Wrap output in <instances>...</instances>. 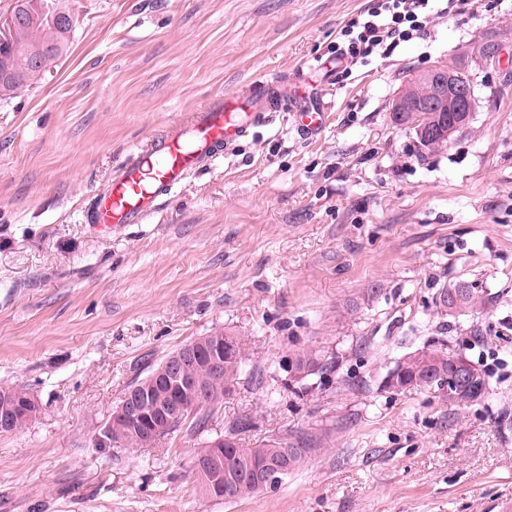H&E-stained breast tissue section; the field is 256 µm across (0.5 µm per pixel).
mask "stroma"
<instances>
[{
    "mask_svg": "<svg viewBox=\"0 0 512 512\" xmlns=\"http://www.w3.org/2000/svg\"><path fill=\"white\" fill-rule=\"evenodd\" d=\"M373 0H65L70 47L0 100V386L37 418L0 436V512H500L512 503V0H468L420 38L333 80L307 141L287 113L230 146L145 223L102 235L82 212L134 147L257 77L320 80L317 59ZM500 45L486 65L467 50ZM440 64L475 112L421 153L390 120ZM490 297L449 317L455 281ZM232 329L245 365L208 421L244 448L290 432L324 448L276 490L203 498L199 436L144 448L96 437L136 379ZM342 350L313 392L284 387L303 347ZM465 354L488 389L383 388L419 348Z\"/></svg>",
    "mask_w": 512,
    "mask_h": 512,
    "instance_id": "obj_1",
    "label": "stroma"
}]
</instances>
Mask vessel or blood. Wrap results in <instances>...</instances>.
<instances>
[{"label": "vessel or blood", "instance_id": "obj_1", "mask_svg": "<svg viewBox=\"0 0 512 512\" xmlns=\"http://www.w3.org/2000/svg\"><path fill=\"white\" fill-rule=\"evenodd\" d=\"M276 112L289 113L296 133L307 140L318 136L329 118L321 94L296 88L283 95L266 77L252 82L243 95L215 96L184 123L131 149L85 209L84 222L102 234L144 223L188 177Z\"/></svg>", "mask_w": 512, "mask_h": 512}]
</instances>
